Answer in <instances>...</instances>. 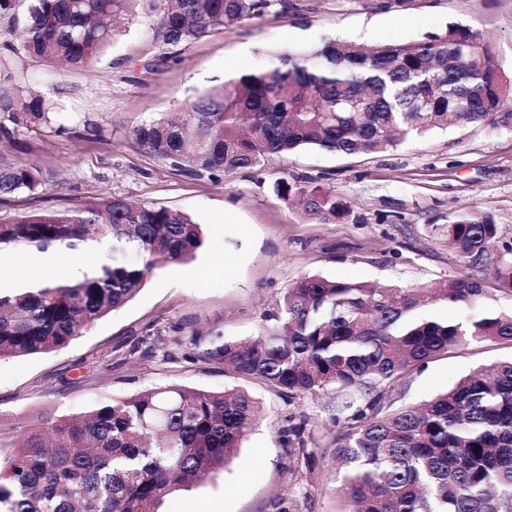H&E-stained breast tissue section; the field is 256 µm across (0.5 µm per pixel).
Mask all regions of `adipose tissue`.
Listing matches in <instances>:
<instances>
[{"label": "adipose tissue", "instance_id": "ef3b65f1", "mask_svg": "<svg viewBox=\"0 0 512 512\" xmlns=\"http://www.w3.org/2000/svg\"><path fill=\"white\" fill-rule=\"evenodd\" d=\"M0 269L5 276L0 279V289L4 291L32 287L43 273L81 278L90 274L92 268L80 255L72 254L63 258L49 254L30 253L19 257L17 252L0 250Z\"/></svg>", "mask_w": 512, "mask_h": 512}]
</instances>
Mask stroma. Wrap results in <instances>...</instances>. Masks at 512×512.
Returning a JSON list of instances; mask_svg holds the SVG:
<instances>
[{"label": "stroma", "instance_id": "1", "mask_svg": "<svg viewBox=\"0 0 512 512\" xmlns=\"http://www.w3.org/2000/svg\"><path fill=\"white\" fill-rule=\"evenodd\" d=\"M162 0H139L135 18L103 54L59 70L18 60L15 81L52 103L49 126H17L0 143V168L38 167L35 192L0 198V221L113 197L154 204L201 224L194 261L164 265L123 307L66 347L0 359V440L47 415L72 416L98 403L176 385L248 392L263 420L232 462L206 480L166 495L159 512H338L340 479L332 461L337 409L363 404L335 389L291 399L244 380L218 363L195 360L191 330L228 339L255 336L301 277L403 286L458 275L462 266L443 226L467 213L499 226L495 252L512 243V129L451 126L408 138L376 154L343 156L304 149L254 170L195 173L144 150L134 131L173 112L246 68H266L271 53L330 39L357 43L419 41L460 24L495 47L512 83V0H288L229 30L169 46L155 35ZM331 190L350 206L346 219L318 223L278 197L279 179ZM150 338L152 355L141 341ZM512 356V345L472 346L409 375L396 405L419 403L470 370ZM305 417L317 465L290 480L294 458L281 430Z\"/></svg>", "mask_w": 512, "mask_h": 512}]
</instances>
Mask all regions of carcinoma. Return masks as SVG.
<instances>
[{
    "mask_svg": "<svg viewBox=\"0 0 512 512\" xmlns=\"http://www.w3.org/2000/svg\"><path fill=\"white\" fill-rule=\"evenodd\" d=\"M137 0H0L8 33H22L0 70L16 58L47 66L91 62L134 19ZM287 0H163L155 34L166 45L238 26ZM501 63L480 31L453 25L404 43L328 41L274 54L179 113L134 131L148 152L211 175L252 169L299 149L339 155L384 152L435 128L488 123L512 128ZM366 103L363 111L350 100ZM35 91L0 84V140L14 126L50 124ZM42 184L35 166L0 169V196ZM321 223L351 214L330 190L275 186ZM463 264L458 275L403 288L304 276L283 298L275 324L250 341L191 332L197 360L218 362L282 395L355 390L365 404L342 419L334 458L343 470L347 512H512V359L477 370L419 405L392 408L407 377L439 355L486 342L512 343V312L465 321L428 306L480 308L487 279L512 293V244L494 254L499 225L466 215L445 225ZM108 243L113 259L79 280L0 293V359L46 353L122 307L161 264L192 260L201 225L165 207L125 198L20 215L0 224V249L75 250ZM259 421L244 391L179 386L147 389L96 405L84 415L47 419L25 430L19 451L0 462L3 512H158L163 497L224 468ZM305 422L288 420L286 444L307 467Z\"/></svg>",
    "mask_w": 512,
    "mask_h": 512,
    "instance_id": "carcinoma-1",
    "label": "carcinoma"
}]
</instances>
